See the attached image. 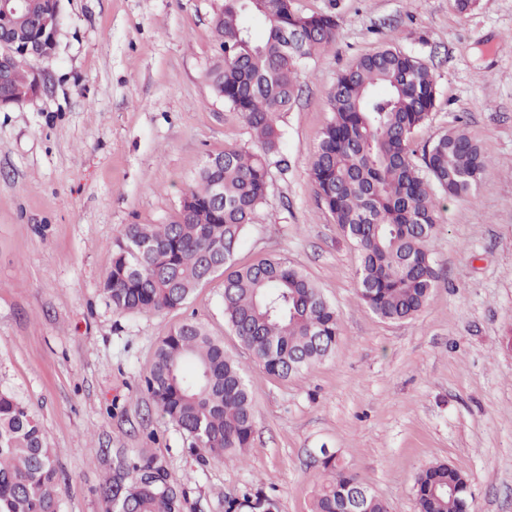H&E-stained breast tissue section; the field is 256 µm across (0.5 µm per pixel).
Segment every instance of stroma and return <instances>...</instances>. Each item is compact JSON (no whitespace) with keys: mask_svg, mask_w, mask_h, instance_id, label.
<instances>
[{"mask_svg":"<svg viewBox=\"0 0 512 512\" xmlns=\"http://www.w3.org/2000/svg\"><path fill=\"white\" fill-rule=\"evenodd\" d=\"M44 91L0 109V389L38 417L60 474L59 512H105L102 489L139 452L188 489L185 512H225L249 488L279 512H311L320 449L383 498L418 512L419 470L463 474L470 512H512V0H292L339 23L332 48L300 69L278 123L280 162L235 254L287 258L339 317L335 352L270 376L224 321V278L181 309L120 313L101 288L130 224H166L210 153L255 149L207 74L224 0H60ZM394 46L420 57L436 106L413 139L456 125L489 165L463 198L436 195L428 249L439 280L413 319L388 322L359 297V253L310 177L338 74ZM186 319L246 368L254 400L242 460L201 462L141 389L154 350Z\"/></svg>","mask_w":512,"mask_h":512,"instance_id":"35a3bbf8","label":"stroma"}]
</instances>
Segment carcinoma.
Here are the masks:
<instances>
[{
  "label": "carcinoma",
  "mask_w": 512,
  "mask_h": 512,
  "mask_svg": "<svg viewBox=\"0 0 512 512\" xmlns=\"http://www.w3.org/2000/svg\"><path fill=\"white\" fill-rule=\"evenodd\" d=\"M21 20L40 29L55 0H32ZM261 26L266 35L255 37ZM299 29L300 52L288 49ZM331 15L305 16L283 0H224V49L208 78L214 93L239 113L260 151L220 152L224 222L211 213H180L167 224H130L116 242L103 291L119 312L179 309L216 274L224 275V318L264 370L278 378L307 371L335 352L339 319L310 277L287 259L234 267L237 246L268 193V156L279 151L277 123L296 98L298 67L336 44ZM36 59L17 55L0 96H15ZM436 82L419 57L395 47L356 60L329 98L332 118L314 152L310 175L317 198L360 254V296L387 321L414 318L438 279L427 248L439 214L434 189L450 198L475 190L489 159L454 127L413 156L415 130L436 103ZM142 389L183 432L189 447L212 459L242 457L254 426L244 366L195 320L176 325L157 345ZM328 479L312 512H389L387 503L320 449ZM59 473L34 412L0 390V512H57ZM420 512H469L465 477L448 464H428L415 479ZM187 491L171 484L157 458L118 463L104 492L106 512H183ZM258 488L226 501V512H277Z\"/></svg>",
  "instance_id": "cac0c4a2"
}]
</instances>
